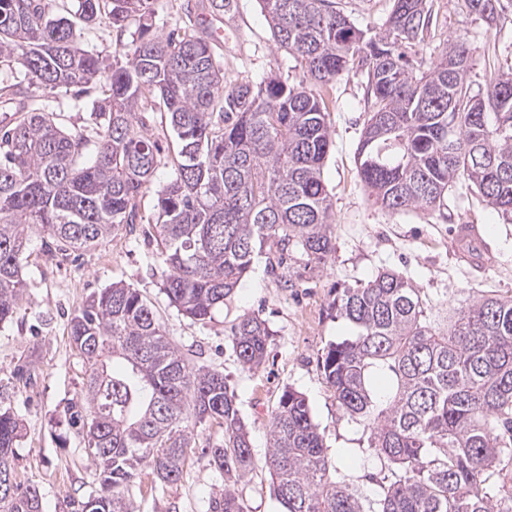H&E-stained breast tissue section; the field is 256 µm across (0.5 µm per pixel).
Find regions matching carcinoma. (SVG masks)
Listing matches in <instances>:
<instances>
[{
  "label": "carcinoma",
  "mask_w": 512,
  "mask_h": 512,
  "mask_svg": "<svg viewBox=\"0 0 512 512\" xmlns=\"http://www.w3.org/2000/svg\"><path fill=\"white\" fill-rule=\"evenodd\" d=\"M55 0H0V62L29 83L78 96L101 89L103 120L90 137L53 114L14 104L0 128V325L26 294L23 259L36 232L60 250L98 244L133 224L155 170L157 146L145 113L159 99L180 144L174 178L157 193L164 293L201 323L224 305L255 256L294 250L319 267L336 250L323 180L333 145L321 88L349 69L366 80L370 117L357 147L370 196L396 212L429 211L462 181L512 216V72L483 92L469 81L467 38L448 39L427 67L408 51L431 38L432 0H394L372 37L335 0H260L275 41L296 52L304 79L230 83L214 43L192 31L152 37L150 0H76L52 17ZM495 25L512 0H461ZM137 14L139 37L124 62L76 43V23L103 18L120 28ZM331 308L355 335L331 343L320 367L343 414L368 422L371 448L392 467L369 512H512V298L486 295L442 328L418 289L382 270L336 291ZM248 369L268 357L266 322L245 315L231 329ZM84 386L66 405L98 487L71 512H131L129 487L149 467L178 481L186 449L208 423L224 427L210 462L235 482L256 468L249 431L224 375L191 367L137 289L121 282L92 292L69 322ZM393 381L386 400L375 389ZM0 379V471H13L22 424ZM284 512H364L361 493L331 475L305 396L288 387L271 412L265 456ZM0 512H41L39 490L0 491ZM210 512H245L234 493Z\"/></svg>",
  "instance_id": "obj_1"
}]
</instances>
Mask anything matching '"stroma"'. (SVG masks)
I'll use <instances>...</instances> for the list:
<instances>
[{
    "label": "stroma",
    "instance_id": "35a3bbf8",
    "mask_svg": "<svg viewBox=\"0 0 512 512\" xmlns=\"http://www.w3.org/2000/svg\"><path fill=\"white\" fill-rule=\"evenodd\" d=\"M203 2L154 0L153 34L199 29ZM336 4L369 36L383 29L393 8V0H336ZM222 27L215 51L228 79L257 85L274 76L291 86L302 81L299 59L277 44L259 0H232ZM138 30L134 16L121 33L103 21L78 29V44L108 60H122ZM432 33V41L417 48L416 61L431 62L449 36L465 35L475 50L470 73L474 91H482L495 73L512 65V14L490 27L465 12L460 0H434ZM10 85L32 107L53 113L63 128L89 129L95 122L97 91L77 101L68 95H50L30 86L18 65L0 64V87ZM324 94L333 146L323 177L332 201L336 251L321 267H313L296 252L274 268L262 253L209 321H193L170 306L155 240V203L158 190L174 176L178 143L162 112L150 115L159 151L136 224L121 226L96 246L67 259L51 256L45 240L32 236L24 260L27 293L14 320L0 325V378L11 379V407L24 424L14 477L21 486L38 488L42 512H68L67 502L97 487L95 466L82 437L68 428L63 412L66 402L81 393L84 378L83 362L68 336V321L94 290L119 281L136 288L191 367L223 373L260 463L267 453L271 411L282 390L289 386L303 393L333 466L367 497L373 494L375 480L388 476V467L370 448L363 422L338 408L318 365L330 343L354 333L352 324L331 307L336 289L354 288L381 270H395L418 288L427 316L443 327L449 316L481 296H512V223L461 184L450 189L440 208L428 212H391L374 204L355 161L369 117L365 80L359 72L346 71L326 86ZM458 224L479 227L493 253L486 267L457 256L452 232ZM250 314L265 320L273 332L269 356L256 370L240 365L231 342L233 325ZM223 437L222 427H207L188 450L177 483L161 485L151 472H143L129 489L134 512H210L211 501L224 494V475L210 464L208 446ZM233 490L247 512H283L261 466Z\"/></svg>",
    "mask_w": 512,
    "mask_h": 512
}]
</instances>
